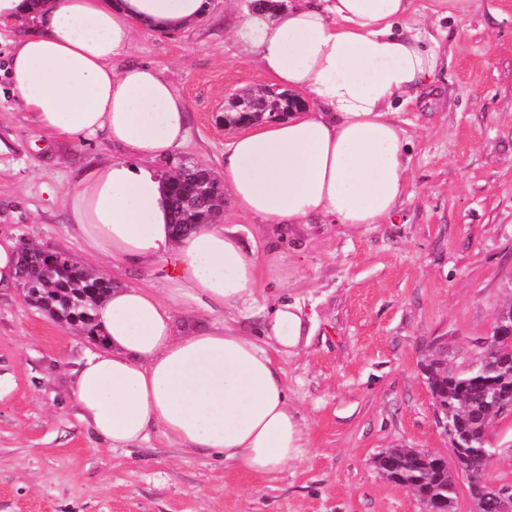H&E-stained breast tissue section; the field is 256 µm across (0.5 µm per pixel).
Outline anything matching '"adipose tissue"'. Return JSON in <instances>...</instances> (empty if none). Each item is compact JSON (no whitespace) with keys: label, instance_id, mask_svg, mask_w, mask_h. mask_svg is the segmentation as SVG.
<instances>
[{"label":"adipose tissue","instance_id":"obj_1","mask_svg":"<svg viewBox=\"0 0 512 512\" xmlns=\"http://www.w3.org/2000/svg\"><path fill=\"white\" fill-rule=\"evenodd\" d=\"M208 9L207 0H0V25L38 20L6 60L11 92L31 123L128 153L80 173L66 199L70 237L91 256L147 267L172 252L180 264L167 300L123 287L98 305L102 342L78 372L80 420L113 448L155 429L266 475L302 454L303 430L273 359L299 347L301 308L281 302L261 342L229 325L176 334L172 307L251 304L262 278L288 275L277 252L257 258L224 225L174 236L164 182L148 164L184 143L185 104L150 64L112 68L136 29H178ZM409 11L410 0H292L239 21L235 40L276 84L311 103L230 143L224 183L239 216L274 225L322 216L357 227L393 214L407 186V139L391 115L444 64L436 38L402 32Z\"/></svg>","mask_w":512,"mask_h":512}]
</instances>
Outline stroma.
Returning <instances> with one entry per match:
<instances>
[{
	"label": "stroma",
	"mask_w": 512,
	"mask_h": 512,
	"mask_svg": "<svg viewBox=\"0 0 512 512\" xmlns=\"http://www.w3.org/2000/svg\"><path fill=\"white\" fill-rule=\"evenodd\" d=\"M255 0H211L198 22L137 31L114 61L152 64L189 113L185 143L153 162L169 176L182 163L224 169L239 135L224 108L271 86L254 55L231 36ZM413 0L406 24L442 35L448 64L394 122L408 141V183L396 213L351 228L324 217L274 226L225 210L256 256L284 258L285 283L264 281L255 305L208 312L174 308L178 328L225 323L258 337L271 307L298 302L305 335L276 355L304 453L280 471L250 475L223 456L188 451L152 430L111 448L78 417L77 371L99 345L34 307L22 286L0 288V512H421L417 497L382 478L387 448L443 452L422 369L441 350L448 370L482 354L498 314L512 306V0H473L463 19L435 18ZM102 140L62 141L0 98V235L81 257L65 233L66 194L90 163L125 159ZM87 266L114 287L164 292L171 256L146 268L100 256ZM491 485H512V416L492 424Z\"/></svg>",
	"instance_id": "1"
}]
</instances>
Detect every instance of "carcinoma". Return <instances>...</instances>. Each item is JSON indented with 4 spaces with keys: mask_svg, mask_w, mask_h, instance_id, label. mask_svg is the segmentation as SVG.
I'll return each instance as SVG.
<instances>
[{
    "mask_svg": "<svg viewBox=\"0 0 512 512\" xmlns=\"http://www.w3.org/2000/svg\"><path fill=\"white\" fill-rule=\"evenodd\" d=\"M242 96L263 101V112L270 118L288 112V91L249 89ZM199 182L210 186V194L204 198L196 193ZM165 188L173 228L180 234L210 221L224 204V185L206 168L181 166ZM44 254L43 247L20 251L19 279L27 298L61 326L95 335L94 311L112 292V281L91 272L68 253L52 263ZM427 368L429 385L448 424V450L454 468L418 448H387L374 458V466L386 480L409 488L437 512H455V474L460 473L476 508L497 512L496 503L482 490L487 487L485 468L493 452L491 420L499 415L496 399L512 397V340L491 341L481 358L464 371H448L432 359Z\"/></svg>",
    "mask_w": 512,
    "mask_h": 512,
    "instance_id": "1",
    "label": "carcinoma"
}]
</instances>
